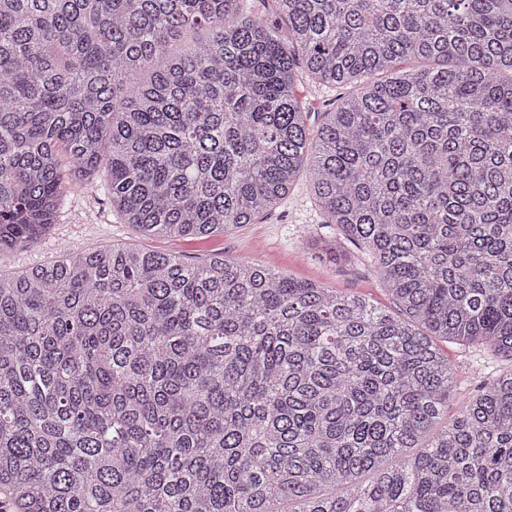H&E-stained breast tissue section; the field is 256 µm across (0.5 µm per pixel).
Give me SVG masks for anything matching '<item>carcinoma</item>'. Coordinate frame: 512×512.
Returning a JSON list of instances; mask_svg holds the SVG:
<instances>
[{
	"label": "carcinoma",
	"instance_id": "carcinoma-1",
	"mask_svg": "<svg viewBox=\"0 0 512 512\" xmlns=\"http://www.w3.org/2000/svg\"><path fill=\"white\" fill-rule=\"evenodd\" d=\"M269 2L0 0V252L101 169L142 235L205 238L305 168L402 315L222 254L0 273L16 512H512V372L444 425L436 343L512 360V0ZM300 71L358 86L314 134Z\"/></svg>",
	"mask_w": 512,
	"mask_h": 512
}]
</instances>
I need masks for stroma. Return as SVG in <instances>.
I'll list each match as a JSON object with an SVG mask.
<instances>
[{
  "label": "stroma",
  "mask_w": 512,
  "mask_h": 512,
  "mask_svg": "<svg viewBox=\"0 0 512 512\" xmlns=\"http://www.w3.org/2000/svg\"><path fill=\"white\" fill-rule=\"evenodd\" d=\"M99 183V178H91L81 192L69 196L46 238L27 249L1 253L0 271L18 272L90 247L104 249L124 244L175 253L189 263L222 254L233 260L273 267L340 293L366 296L389 311L394 308L384 283L359 249L348 243L341 254L327 251L326 245L334 239L335 232L323 224L324 215L314 199L308 175H300L281 204L258 222L195 240L143 237L113 209L109 197L99 190ZM439 347L455 369V396L448 405V415L453 418L480 382L473 370L476 358L491 360L495 354L486 346L468 348L443 341Z\"/></svg>",
  "instance_id": "stroma-1"
}]
</instances>
